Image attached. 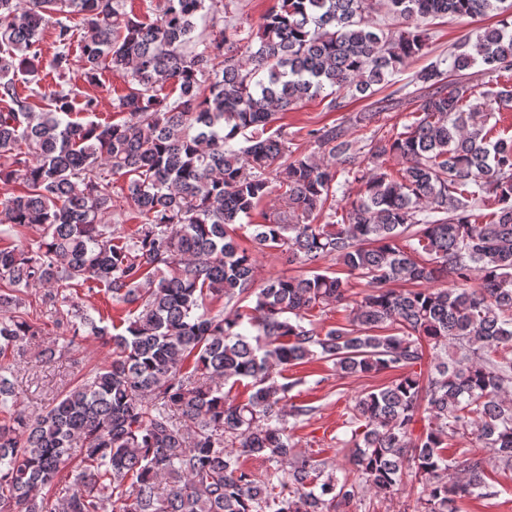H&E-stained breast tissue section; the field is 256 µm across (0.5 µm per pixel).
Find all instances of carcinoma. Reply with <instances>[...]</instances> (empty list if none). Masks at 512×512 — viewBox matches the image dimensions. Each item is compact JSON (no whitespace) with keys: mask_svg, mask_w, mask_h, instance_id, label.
<instances>
[{"mask_svg":"<svg viewBox=\"0 0 512 512\" xmlns=\"http://www.w3.org/2000/svg\"><path fill=\"white\" fill-rule=\"evenodd\" d=\"M205 2L159 0L146 22L121 0H0V100L11 101L0 110V182L24 186L0 198V224L42 230L33 247H0V512H102L107 502L112 512H349L362 487L381 501L407 480L422 485L413 512L492 495L479 449L512 469V358L499 357L512 351V140L489 120L512 108V85L476 98L458 77L477 64L512 75V0H387L405 25L397 35L366 27L373 0H277L255 46L218 27ZM71 14L82 16L86 81L108 70L127 84L121 123L71 121L97 111L91 96L77 108L54 90L35 112L17 92L20 74L71 72L73 30L60 19ZM436 17L497 21L414 72L411 122L366 144L401 168L354 174L357 197L338 208L337 176L360 140L332 127L317 137L323 158L294 157L271 124L328 89L373 95L424 54L422 24ZM200 23L215 33L196 41ZM109 174L128 178L125 200L144 217L131 236L104 223ZM269 174L291 212L250 225L244 248L237 224L272 193ZM256 250L309 273L258 286ZM327 258L369 293L350 302L348 282L317 272ZM88 283L130 306L124 332L60 296ZM31 288L63 330L40 362L86 336L112 343L111 360L39 412L16 390L41 333L15 314ZM220 299L227 310H213ZM335 304L351 305L349 327L304 325ZM427 346L435 364L424 378L413 367ZM311 360L342 377L400 372L356 398L353 469L341 478L300 454L287 424L313 408L291 403L302 380L277 376ZM229 382L244 384L245 400L230 398ZM456 437L469 446L449 454ZM249 456L275 467L260 480Z\"/></svg>","mask_w":512,"mask_h":512,"instance_id":"1","label":"carcinoma"}]
</instances>
